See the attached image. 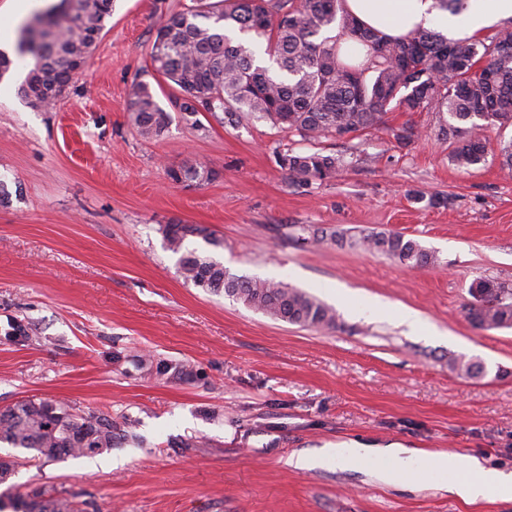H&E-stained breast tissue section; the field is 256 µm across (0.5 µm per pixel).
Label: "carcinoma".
<instances>
[{
    "instance_id": "obj_1",
    "label": "carcinoma",
    "mask_w": 512,
    "mask_h": 512,
    "mask_svg": "<svg viewBox=\"0 0 512 512\" xmlns=\"http://www.w3.org/2000/svg\"><path fill=\"white\" fill-rule=\"evenodd\" d=\"M112 0H65L63 8L36 16L17 35L18 57L30 56L21 95L36 108L53 107L54 87L69 86L77 67L96 47ZM342 0H196L159 23L150 51L154 74L180 91L173 108L199 127L198 115L221 112L230 125L253 118L318 140L339 138L377 125L392 110L434 111L435 136L451 145L450 160L468 169L488 154L483 131L512 124V20L490 34L450 41L427 29L401 39L358 24ZM358 34L366 49L358 65L342 62L336 37ZM128 110L141 136H161L171 114L149 84L134 80ZM341 156L322 151H290L279 156L288 184L304 188L333 178L345 166ZM168 179L201 186L218 173L201 162L171 166ZM168 249L179 255L182 278L198 288L224 294L285 323L311 328L336 326L335 311L279 282L230 272L224 264L185 246L200 238L218 247L215 231L200 224H167ZM355 243L418 269L437 261L418 241L394 232H368ZM474 303L466 318L482 329L512 327V288L481 279L471 286ZM448 366L467 377L483 375L484 365L462 357ZM117 426L102 410L77 411L50 398H32L0 410V443L36 452L47 461L101 454L112 449ZM38 507L25 512H78L73 496L56 489L32 494Z\"/></svg>"
}]
</instances>
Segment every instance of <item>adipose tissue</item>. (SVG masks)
<instances>
[{
    "instance_id": "adipose-tissue-1",
    "label": "adipose tissue",
    "mask_w": 512,
    "mask_h": 512,
    "mask_svg": "<svg viewBox=\"0 0 512 512\" xmlns=\"http://www.w3.org/2000/svg\"><path fill=\"white\" fill-rule=\"evenodd\" d=\"M343 8L365 26L392 38L421 28L460 39L512 19V0H465L458 13L438 9L435 0H344ZM375 458L389 460V467L379 474L388 483H429L435 475L445 473L450 477L449 490L466 501L473 503L495 495L512 497V472L484 468L475 457L462 461L445 452L426 453L398 444L343 442L314 455L290 456L288 464L297 470H310L329 459L337 468L351 470Z\"/></svg>"
}]
</instances>
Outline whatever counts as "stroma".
<instances>
[{
    "mask_svg": "<svg viewBox=\"0 0 512 512\" xmlns=\"http://www.w3.org/2000/svg\"><path fill=\"white\" fill-rule=\"evenodd\" d=\"M193 0H113L87 63L54 109L18 87L21 20L0 0V409L51 398L107 410L133 438L92 457L30 460L0 484L12 504L38 487L75 493L78 512H512V500L470 503L432 487L388 484L377 462L354 470L291 455L358 440L476 457L512 470V328L474 327L471 285H512V175L499 147L512 125L489 128L487 160L450 161L432 112H391L384 125L315 141L255 119L205 113L194 128L173 113L158 138L128 111L131 82L161 105L172 86L149 52L161 16ZM422 134L399 145L404 123ZM336 153L346 167L293 188L288 151ZM201 160L218 174L172 184L166 167ZM202 224L222 241L188 248L230 272L283 283L333 308L331 330L272 319L186 283L162 228ZM404 234L437 265L411 269L377 252L311 243L314 230ZM419 312L409 331L401 315ZM32 337H4L8 322ZM191 376H159L145 356ZM482 362L478 378L448 367Z\"/></svg>",
    "mask_w": 512,
    "mask_h": 512,
    "instance_id": "stroma-1",
    "label": "stroma"
}]
</instances>
